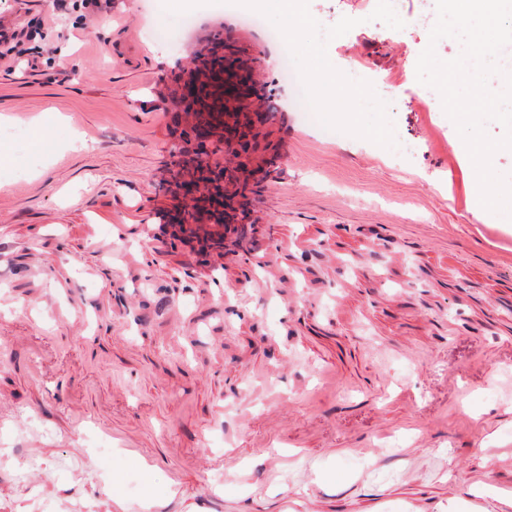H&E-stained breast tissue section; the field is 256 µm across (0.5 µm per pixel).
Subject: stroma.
Returning a JSON list of instances; mask_svg holds the SVG:
<instances>
[{
  "mask_svg": "<svg viewBox=\"0 0 512 512\" xmlns=\"http://www.w3.org/2000/svg\"><path fill=\"white\" fill-rule=\"evenodd\" d=\"M376 5L310 12L357 19L328 59L417 145L400 168L324 129L238 11L0 5V512H512L485 455L512 441V223L420 92L421 0L400 30ZM218 30L278 107L220 240L171 221L200 149L167 98Z\"/></svg>",
  "mask_w": 512,
  "mask_h": 512,
  "instance_id": "stroma-1",
  "label": "stroma"
}]
</instances>
